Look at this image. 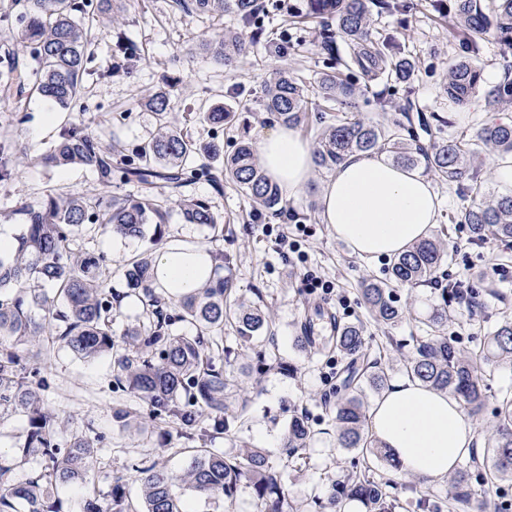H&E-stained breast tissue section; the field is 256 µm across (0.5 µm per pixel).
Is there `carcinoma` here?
<instances>
[{"mask_svg": "<svg viewBox=\"0 0 512 512\" xmlns=\"http://www.w3.org/2000/svg\"><path fill=\"white\" fill-rule=\"evenodd\" d=\"M176 6L223 19L239 18L246 32L221 31L200 43L207 56L231 71L251 54L254 45L268 40L258 21L265 5L262 0H173ZM126 0H26L25 10L16 16L17 36L28 50L30 63L19 73L6 60L0 67V85H31L40 96L63 109H71L82 95L83 76L90 72L89 46L94 38L90 18L102 10L119 21ZM439 12L454 15L470 52L478 41L492 34L512 46V0H454L450 6L431 0ZM400 0H307L303 18L320 23L319 47L336 58L342 69L321 74L316 81L325 108L313 105L310 89L288 68L273 73L265 88V111L288 128L305 124L309 112L321 111L327 121L314 146L313 163L326 171L335 169L354 153L385 154L394 164L406 168L424 166L438 178L472 199V205L454 216L466 226L471 241L488 238L512 242V194L489 197L481 174V151L498 155L512 153V122L492 120L477 131L475 138L431 134V126L418 117L430 134L423 144L413 127L411 104L395 108L400 117L391 122L366 121L357 113L361 90L347 73L358 72L370 80L409 81L415 61L392 51L390 38H375L371 32L372 9L394 11ZM336 24H331V21ZM344 50H339V47ZM137 57V47L118 32L112 64L100 76L110 78L126 73ZM448 100L466 107L482 95L492 112H512V71L506 70L500 83L482 86L481 69L468 57L451 65L444 87ZM172 91L157 88L144 97V106L155 114L157 133L129 154L116 147L105 149L99 138L84 126L72 123L37 160L55 167L78 165L87 168L104 187L112 181L134 182L140 192L128 198L48 194L38 207H22L15 214L22 231L7 256L0 255V419L7 412L28 418L24 442L16 448L15 460L26 463L37 457L45 465L48 481L60 485H87L92 480L93 443L83 437L71 438L61 448L58 423L43 407L38 365L44 360V337L52 336L83 359L112 354L118 383H126L150 407L153 417H172L179 422L186 439L207 440L244 422L252 402V390L224 372V333L231 332L252 344L272 334L274 321L260 304L235 294L232 282L222 275L224 254L217 253L211 284L180 299V312L172 314L165 299L153 287L155 256L139 253L123 270L126 291L112 288V270L106 258L91 249L82 231L90 226L120 237L143 238L158 235L171 218L162 202L176 199L178 216L185 224H201L212 236L221 237L224 225L208 201L184 195L191 181L206 179L225 183L243 192L257 209L288 213L295 221L306 214L286 207L279 186L259 165L255 145L246 137L226 156L219 142L202 143L172 116ZM238 114L220 104L204 113L205 122L222 126L235 124ZM19 148L0 146V181L14 176L13 155ZM224 157L215 168L209 159ZM447 261V248L436 237L413 244L391 260L389 279H367L361 293L368 314L378 328L389 330L410 313L397 287L438 283L437 274ZM456 289H441L440 302L420 320L423 335L412 338V348L388 337L403 358L409 377L434 390L450 391L461 397L472 415L483 413L487 384L481 364L512 367V322L505 321L487 336L483 346L466 357L447 336L451 318L448 298ZM134 296L142 305L143 319L125 333L123 351L112 340L114 304ZM189 323L195 334L178 331ZM303 332L296 336L299 346L316 355L334 354L341 360L336 384L326 400L332 401L339 447L357 452L361 462L338 476L331 493L316 501V512H348L357 501L362 512H396L399 500L394 485L375 477L373 460L397 467L399 462L387 448L379 446L369 431L368 406L363 392L377 393L388 387L387 375L378 358L364 349L365 326L344 323L319 306L304 307ZM261 367L270 370L284 365L274 350L257 352ZM495 445L482 458L480 475L487 483L512 479V395L504 394L495 408ZM315 430L307 415L293 411L284 438L286 456L294 457L309 447ZM240 451L228 454L219 448H196L188 467L176 474L158 463L142 462L133 467L142 486V503L129 500L125 481H112L110 505L98 509L89 502L86 512H192L171 491L177 481L194 496L223 497L231 503L238 487L253 489L257 512H298L288 502L283 469L272 462L265 450L246 442ZM7 469L0 466V512H52L47 488L39 481L25 485L4 481ZM472 472L465 466L452 479L450 501H435L432 512H463L473 507Z\"/></svg>", "mask_w": 512, "mask_h": 512, "instance_id": "1", "label": "carcinoma"}]
</instances>
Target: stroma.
<instances>
[{
  "label": "stroma",
  "instance_id": "stroma-1",
  "mask_svg": "<svg viewBox=\"0 0 512 512\" xmlns=\"http://www.w3.org/2000/svg\"><path fill=\"white\" fill-rule=\"evenodd\" d=\"M265 2L267 8L260 22L287 46L284 64L310 84L320 73L333 70L334 59L317 44L316 22L294 21L295 15L304 12L306 0ZM406 3L402 12L373 9L371 29L373 36L390 37L395 52L416 60L415 75L407 82L362 83L360 117L393 120L395 112H380L378 98H387L398 105L409 99L425 112L444 118L445 134L474 135L492 117L483 99L475 98L466 108L459 109L444 92L449 67L469 54L467 39L455 31L452 16L436 12L428 0H406ZM240 26L235 16L228 15L217 22L178 9L173 0H128L118 27L141 52L140 61L128 73L102 78V71L112 62L113 42L103 23L98 21L94 27L100 35L89 48L93 72L85 76L83 94L72 112H63L29 88L19 95L0 91V142L14 141L24 150L13 179L0 182V226L20 233L15 209L39 205L50 192L104 197L135 195V185L116 181L105 188L82 167H48L39 164L37 158L71 119L84 120L104 141L127 150L137 147L157 130L153 112L142 104L149 90L161 86L171 88L176 120L186 122L192 136L201 142L223 141L228 152L237 145L239 127L220 128L198 119L199 113L209 111L213 104L221 102L226 108L242 113L250 123L253 141H260L274 130L277 123L263 107L268 78V69L263 65L268 57L267 45L262 42L255 45L254 59L242 61L231 71L194 50L200 40L213 36L218 28ZM476 60L484 85L492 86L503 78L506 68H512V48L489 36L480 41ZM17 107L21 108L25 121L13 128L7 120L10 110ZM330 177V172L312 169L305 186L290 199V206L306 215L299 224L254 210L249 199L232 187L220 190L213 183L197 181L186 186L185 193L209 201L213 210L223 217V239L211 240L207 228L181 223L176 217L165 226L157 241L117 238L93 231L84 234L91 247L110 260L113 288H122L123 266L135 254L148 248L158 252L170 241L189 239L223 253L224 275L232 281L238 295L263 301L275 318L273 343L287 360L290 371L262 373L247 421L218 435L212 445L231 453L236 441L241 440L265 449L273 462L286 463L288 499L297 506L307 505L314 496H328L337 475L350 469L357 459L356 453L338 448L333 415L322 402L335 381L339 360L313 355L295 342L303 303L313 297L307 291L303 275L308 272L334 283L331 294L320 293L313 298L337 313L343 322H366L365 345L375 350L382 340L376 328L368 324L360 288L365 278L386 279L390 265L386 258L370 262L359 259L344 242L336 239L328 225L322 224L319 211L313 210L312 205L318 202L321 189ZM432 184L440 199V209L431 231L445 239L450 255L444 272L449 279L461 281L464 294L475 292L480 296L479 304L471 307L462 297L451 302L455 319L449 332L455 336L458 349L472 352L497 324L512 320V247L496 240L472 244L466 228L451 221L452 216L471 205V198L440 179H433ZM284 238L299 240L300 253L281 247ZM478 270L492 280V289H483L473 282V274ZM400 295L410 302L411 315L392 329L391 334L397 340L406 341L418 335L419 320L437 301L439 292L430 286L404 287ZM42 374L47 382L44 405L58 420L61 443H69L72 436L79 435L91 439L97 450L93 484L86 488L54 487L52 502L56 512H85L91 500L107 505L112 480L117 476L125 478L128 497L140 501L141 486L132 470L140 461L158 460L176 473L188 465L191 455L173 419L156 421L154 431L148 433L134 426L119 428L114 418L116 408L137 412L146 420L151 414L148 405L137 395L117 388L111 357L80 359L60 342L50 341L46 344ZM296 409L308 413L317 434L302 459L289 463L285 460L283 437ZM27 429V420L20 415L0 421V464L8 466L7 478L13 484L35 480L44 474L39 461L21 466L13 462L15 449L24 442ZM378 470L384 478L396 482L403 512H422L418 501L442 498L451 490L447 478L421 483L406 472L384 464ZM173 493L187 501L193 512H256L254 492L246 484L239 486L229 506L220 499L196 498L179 485L174 486Z\"/></svg>",
  "mask_w": 512,
  "mask_h": 512
}]
</instances>
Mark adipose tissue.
<instances>
[{
	"label": "adipose tissue",
	"mask_w": 512,
	"mask_h": 512,
	"mask_svg": "<svg viewBox=\"0 0 512 512\" xmlns=\"http://www.w3.org/2000/svg\"><path fill=\"white\" fill-rule=\"evenodd\" d=\"M257 157L267 176L292 194L308 180L313 147L292 129L279 127L260 141ZM319 203L323 223L368 261L402 253L426 237L440 207L419 170L368 154L342 161ZM214 265L212 254L196 242H172L155 258L156 288L165 298H178L211 280ZM371 428L402 470L428 481L447 476L471 453L477 437L457 396L411 379L389 384L372 412Z\"/></svg>",
	"instance_id": "adipose-tissue-1"
}]
</instances>
